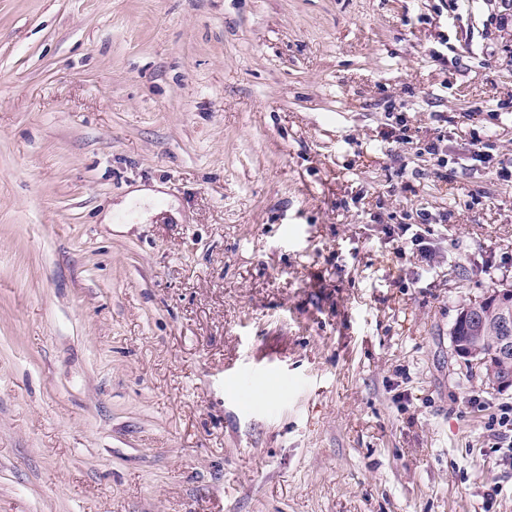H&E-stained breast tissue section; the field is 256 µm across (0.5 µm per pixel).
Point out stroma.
Instances as JSON below:
<instances>
[{
  "instance_id": "35a3bbf8",
  "label": "stroma",
  "mask_w": 512,
  "mask_h": 512,
  "mask_svg": "<svg viewBox=\"0 0 512 512\" xmlns=\"http://www.w3.org/2000/svg\"><path fill=\"white\" fill-rule=\"evenodd\" d=\"M504 12L0 0V512H512L449 340L512 286Z\"/></svg>"
}]
</instances>
